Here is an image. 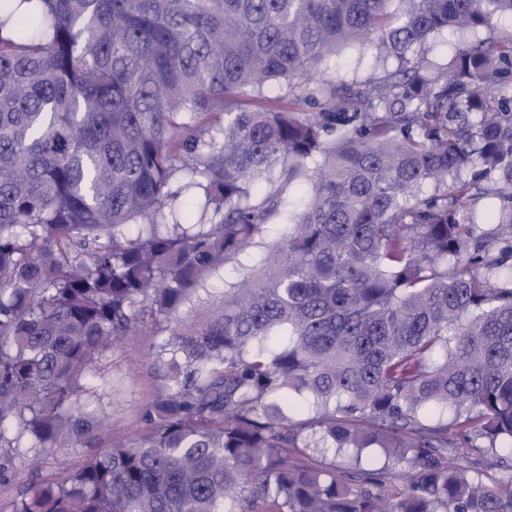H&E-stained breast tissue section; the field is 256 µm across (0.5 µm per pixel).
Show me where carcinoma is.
Here are the masks:
<instances>
[{"label":"carcinoma","mask_w":512,"mask_h":512,"mask_svg":"<svg viewBox=\"0 0 512 512\" xmlns=\"http://www.w3.org/2000/svg\"><path fill=\"white\" fill-rule=\"evenodd\" d=\"M504 13L0 0V483L34 464L10 512H512V473L456 460L512 449ZM371 38L378 76L311 84ZM147 331L141 432L65 466L102 426L105 361ZM457 34L445 33L430 41L423 55V66L428 71L443 67L448 63L452 48L457 43Z\"/></svg>","instance_id":"cac0c4a2"}]
</instances>
